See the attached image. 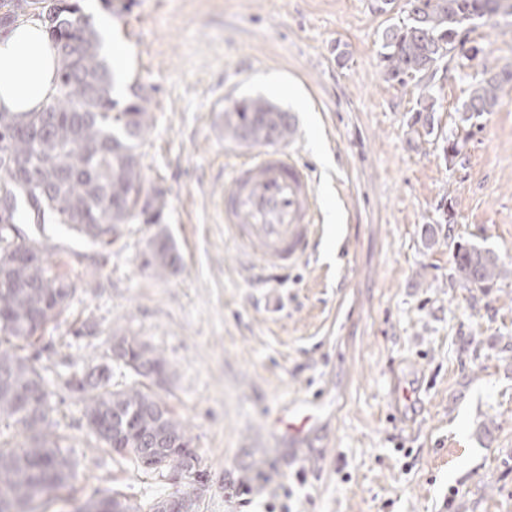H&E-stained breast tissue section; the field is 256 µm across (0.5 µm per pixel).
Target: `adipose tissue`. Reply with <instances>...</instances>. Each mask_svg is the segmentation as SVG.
Wrapping results in <instances>:
<instances>
[{
	"label": "adipose tissue",
	"mask_w": 512,
	"mask_h": 512,
	"mask_svg": "<svg viewBox=\"0 0 512 512\" xmlns=\"http://www.w3.org/2000/svg\"><path fill=\"white\" fill-rule=\"evenodd\" d=\"M60 58L46 23L31 14L0 27V112H37L56 94Z\"/></svg>",
	"instance_id": "obj_1"
}]
</instances>
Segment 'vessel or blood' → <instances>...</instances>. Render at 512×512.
I'll use <instances>...</instances> for the list:
<instances>
[{"mask_svg": "<svg viewBox=\"0 0 512 512\" xmlns=\"http://www.w3.org/2000/svg\"><path fill=\"white\" fill-rule=\"evenodd\" d=\"M224 229L260 271L296 266L318 230L316 188L304 165L280 149L238 161L224 191Z\"/></svg>", "mask_w": 512, "mask_h": 512, "instance_id": "b4317fda", "label": "vessel or blood"}]
</instances>
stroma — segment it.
I'll list each match as a JSON object with an SVG mask.
<instances>
[{
	"instance_id": "stroma-1",
	"label": "stroma",
	"mask_w": 512,
	"mask_h": 512,
	"mask_svg": "<svg viewBox=\"0 0 512 512\" xmlns=\"http://www.w3.org/2000/svg\"><path fill=\"white\" fill-rule=\"evenodd\" d=\"M72 2L95 3L129 48L115 98L144 89L143 185L166 210L108 246L23 227L77 284L36 345L75 476L37 512L116 491L145 510L229 512L242 483L244 512H512V81L496 111L460 120L484 70L512 71V16L479 21L401 84L381 36L407 22V0ZM244 98L293 115L285 145L320 201L318 244L278 277L246 267L224 230L225 173L258 152L224 135ZM159 232L181 257L161 276L143 265ZM460 245L498 256L493 287L454 277ZM116 336L165 359L151 389L188 431L192 472L143 471L88 430L69 381L107 362ZM306 412L292 446L284 421Z\"/></svg>"
}]
</instances>
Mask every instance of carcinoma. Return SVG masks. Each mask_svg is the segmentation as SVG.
Returning <instances> with one entry per match:
<instances>
[{"mask_svg":"<svg viewBox=\"0 0 512 512\" xmlns=\"http://www.w3.org/2000/svg\"><path fill=\"white\" fill-rule=\"evenodd\" d=\"M410 22L382 35V61L390 79L429 71L447 52L464 45L460 28L489 19L501 9L512 15V0H413ZM66 0H41V18L60 51L57 94L40 112H0V191L11 196L8 213H0V422L27 434L28 441L0 445V512H33L34 502L64 487L73 463L51 439V392L27 349L34 337L69 302L75 283L54 270L25 236L5 225L50 218L85 239L111 242L121 224L164 222L166 202L155 189L143 192L138 141L151 125L147 98L138 93L122 108L113 100L114 79L99 57L98 40L88 20L76 16ZM511 71L487 72L472 86L463 105L467 122L495 111ZM293 116L262 98H244L224 111V130L242 143L274 145L288 138ZM152 198L151 209L139 198ZM144 265L157 272L174 266L179 255L164 234L149 241ZM453 269L462 282L489 288L500 275L498 257L488 249L457 246ZM129 355L118 364L135 378L128 388H112V365L94 368L70 381L88 393L83 417L89 430L107 446L129 455L138 466L170 440L189 446L187 429L166 403L144 383L166 371L165 360L134 337H116ZM161 465L187 470L180 449L163 453ZM141 512L126 498L90 501L81 512Z\"/></svg>","mask_w":512,"mask_h":512,"instance_id":"cac0c4a2","label":"carcinoma"}]
</instances>
